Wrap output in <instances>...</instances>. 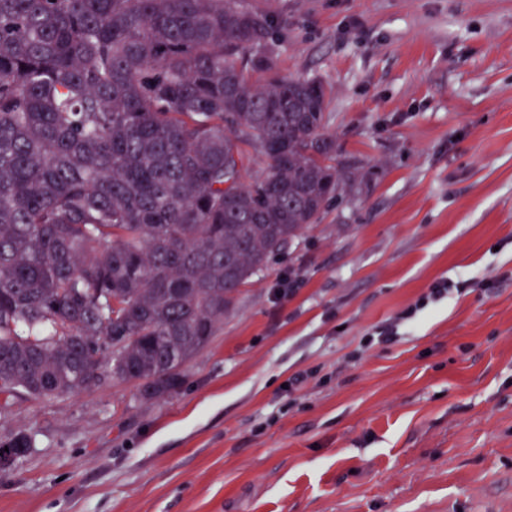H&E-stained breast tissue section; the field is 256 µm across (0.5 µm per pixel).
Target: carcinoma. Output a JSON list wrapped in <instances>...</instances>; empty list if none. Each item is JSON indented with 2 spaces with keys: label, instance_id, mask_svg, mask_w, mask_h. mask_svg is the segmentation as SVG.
I'll list each match as a JSON object with an SVG mask.
<instances>
[{
  "label": "carcinoma",
  "instance_id": "carcinoma-1",
  "mask_svg": "<svg viewBox=\"0 0 512 512\" xmlns=\"http://www.w3.org/2000/svg\"><path fill=\"white\" fill-rule=\"evenodd\" d=\"M276 33L248 0H0V394L171 395L338 195L325 88L273 72Z\"/></svg>",
  "mask_w": 512,
  "mask_h": 512
}]
</instances>
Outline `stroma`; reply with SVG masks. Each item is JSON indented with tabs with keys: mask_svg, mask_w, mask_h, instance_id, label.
<instances>
[{
	"mask_svg": "<svg viewBox=\"0 0 512 512\" xmlns=\"http://www.w3.org/2000/svg\"><path fill=\"white\" fill-rule=\"evenodd\" d=\"M251 3L325 87L338 197L172 396L0 409V512H512V0Z\"/></svg>",
	"mask_w": 512,
	"mask_h": 512,
	"instance_id": "obj_1",
	"label": "stroma"
}]
</instances>
